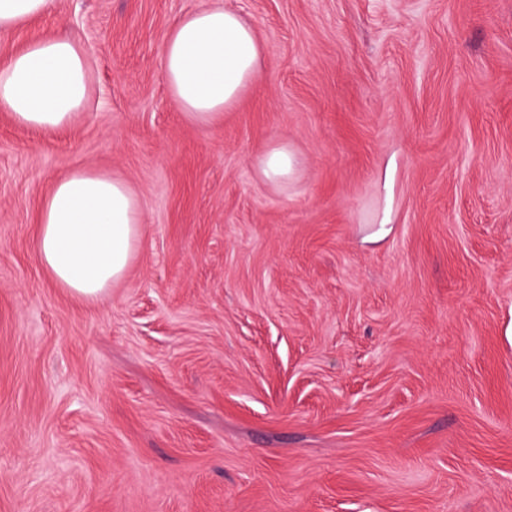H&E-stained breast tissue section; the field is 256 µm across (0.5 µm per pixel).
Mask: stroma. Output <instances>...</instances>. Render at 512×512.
Returning a JSON list of instances; mask_svg holds the SVG:
<instances>
[{
	"mask_svg": "<svg viewBox=\"0 0 512 512\" xmlns=\"http://www.w3.org/2000/svg\"><path fill=\"white\" fill-rule=\"evenodd\" d=\"M209 2L0 33L93 62L68 127L0 112V512H512V0H224L262 74L202 127L162 53ZM80 167L144 221L96 302L38 258ZM297 166L296 156L285 143L272 146L258 160L260 174L266 181L274 184L288 180L296 172Z\"/></svg>",
	"mask_w": 512,
	"mask_h": 512,
	"instance_id": "1",
	"label": "stroma"
}]
</instances>
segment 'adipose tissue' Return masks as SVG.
<instances>
[{"label": "adipose tissue", "instance_id": "ef3b65f1", "mask_svg": "<svg viewBox=\"0 0 512 512\" xmlns=\"http://www.w3.org/2000/svg\"><path fill=\"white\" fill-rule=\"evenodd\" d=\"M261 62L253 28L216 0L173 26L162 74L186 120L206 126L253 85ZM90 69L83 47L71 38L31 42L0 64V112L26 128L66 127L87 107ZM142 224L139 200L124 182L73 170L55 182L41 207L39 260L56 285L97 300L126 276Z\"/></svg>", "mask_w": 512, "mask_h": 512}]
</instances>
